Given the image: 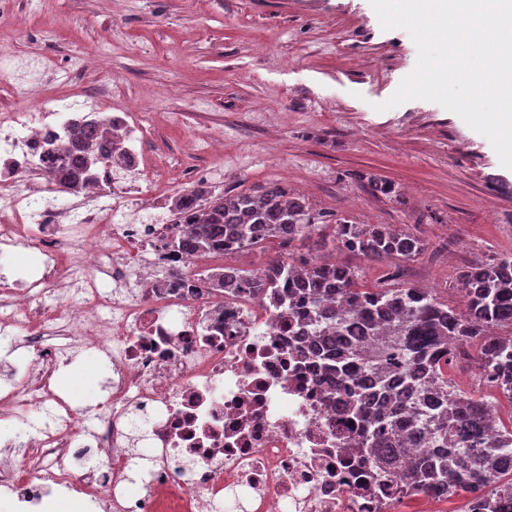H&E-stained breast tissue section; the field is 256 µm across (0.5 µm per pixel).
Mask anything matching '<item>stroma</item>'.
Segmentation results:
<instances>
[{
	"label": "stroma",
	"instance_id": "obj_1",
	"mask_svg": "<svg viewBox=\"0 0 512 512\" xmlns=\"http://www.w3.org/2000/svg\"><path fill=\"white\" fill-rule=\"evenodd\" d=\"M402 29L383 30L369 0H0V60L36 59L34 86L0 88V114L72 97L99 112L138 105L150 167L144 206L169 214L207 171L228 196L268 182L312 208L357 224L417 233L411 261L369 262L316 238H270L203 266L249 269L291 255H336L373 288H430L463 308L462 268L512 256V170L489 140L441 105L412 100L380 112L417 62ZM222 154L194 151L196 137ZM394 183L392 197L368 181ZM85 354L54 389L96 423L109 371L86 373ZM36 411L0 424V465L19 458L43 427Z\"/></svg>",
	"mask_w": 512,
	"mask_h": 512
}]
</instances>
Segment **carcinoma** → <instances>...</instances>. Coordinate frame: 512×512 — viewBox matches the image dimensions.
Returning <instances> with one entry per match:
<instances>
[{
	"mask_svg": "<svg viewBox=\"0 0 512 512\" xmlns=\"http://www.w3.org/2000/svg\"><path fill=\"white\" fill-rule=\"evenodd\" d=\"M112 121L102 120L72 134L66 169L70 189L95 183L110 153ZM174 225L190 224L186 236L166 243L172 252L229 255L269 237L288 243L315 229H332V247L368 260L397 256L412 260L424 250L420 236L387 225L335 222L312 210L308 201L270 182L233 198L208 190L180 194L172 209ZM350 266L307 259H275L257 277L234 266L210 272L214 288H247L261 296L284 288L288 297L306 301L310 313L305 335L317 337L324 373L346 382L358 395L348 412L364 418L372 463L386 472L399 466L405 449L392 438L397 419L410 418L445 448H429L403 472L420 491L456 489L480 493L483 512H512V432L501 428L485 399H475L448 379L451 344L466 345L482 336L479 359L492 385L512 396V336L490 333L512 327V257L475 263L460 273L466 286L464 308L441 302L434 293L407 284L362 288Z\"/></svg>",
	"mask_w": 512,
	"mask_h": 512,
	"instance_id": "1",
	"label": "carcinoma"
}]
</instances>
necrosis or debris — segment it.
<instances>
[{
	"label": "necrosis or debris",
	"instance_id": "1",
	"mask_svg": "<svg viewBox=\"0 0 512 512\" xmlns=\"http://www.w3.org/2000/svg\"><path fill=\"white\" fill-rule=\"evenodd\" d=\"M78 101L12 113L0 123V259L28 250L31 268L0 279V337L23 342L32 363L0 391V414L45 412L35 459L0 470V486L27 483L29 501L63 487L117 502L131 477L130 450L153 449L156 468L137 512H473L472 493H424L401 473L379 476L344 392L324 380L302 336L305 312L284 295L258 299L202 285L195 255L166 248L161 217L125 220L135 205L118 171L147 176L143 130L133 113L112 114L120 157L85 193L60 202L44 155L48 135L70 147L91 120ZM192 282L169 288L171 271ZM108 279L111 292L98 283ZM96 350L112 373L89 437L100 464L77 473V412L53 389L63 359Z\"/></svg>",
	"mask_w": 512,
	"mask_h": 512
}]
</instances>
